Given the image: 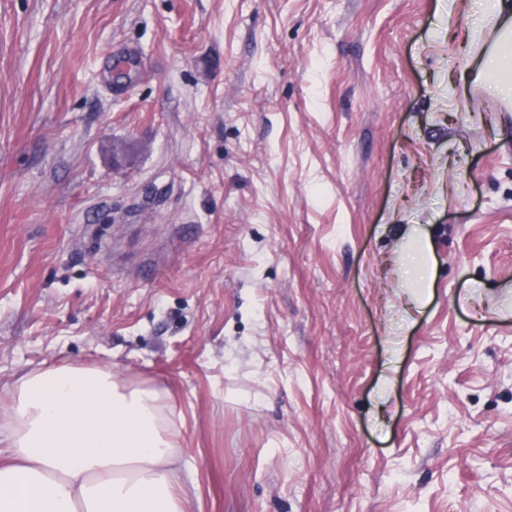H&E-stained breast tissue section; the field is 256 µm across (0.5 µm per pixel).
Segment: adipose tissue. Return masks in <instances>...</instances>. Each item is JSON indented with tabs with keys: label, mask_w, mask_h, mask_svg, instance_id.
Masks as SVG:
<instances>
[{
	"label": "adipose tissue",
	"mask_w": 512,
	"mask_h": 512,
	"mask_svg": "<svg viewBox=\"0 0 512 512\" xmlns=\"http://www.w3.org/2000/svg\"><path fill=\"white\" fill-rule=\"evenodd\" d=\"M497 35L476 60L474 82L492 81L512 103V0H486ZM397 254L415 303L431 293V245L420 232ZM167 391L118 383L110 370L64 364L28 372L0 423V512H191Z\"/></svg>",
	"instance_id": "1"
}]
</instances>
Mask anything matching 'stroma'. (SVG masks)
Instances as JSON below:
<instances>
[{"label":"stroma","instance_id":"stroma-1","mask_svg":"<svg viewBox=\"0 0 512 512\" xmlns=\"http://www.w3.org/2000/svg\"><path fill=\"white\" fill-rule=\"evenodd\" d=\"M494 36L480 0H0V407L65 363L164 388L192 512H512V112L450 86ZM397 254L404 283L407 288H419L412 295L415 304H422L430 296L432 288L430 241L416 230L400 240Z\"/></svg>","mask_w":512,"mask_h":512}]
</instances>
